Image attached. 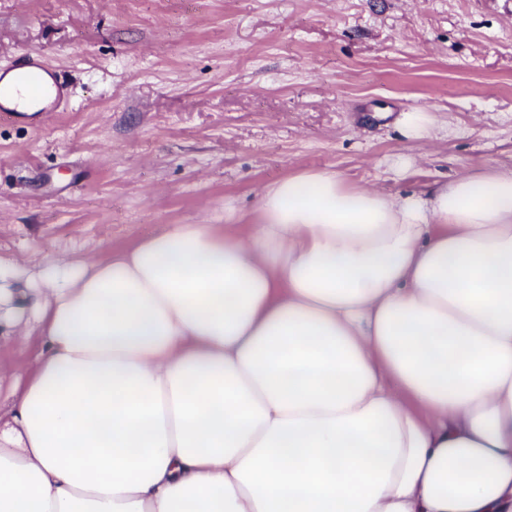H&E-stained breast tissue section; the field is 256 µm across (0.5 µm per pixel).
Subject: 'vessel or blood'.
Returning a JSON list of instances; mask_svg holds the SVG:
<instances>
[{
	"label": "vessel or blood",
	"mask_w": 512,
	"mask_h": 512,
	"mask_svg": "<svg viewBox=\"0 0 512 512\" xmlns=\"http://www.w3.org/2000/svg\"><path fill=\"white\" fill-rule=\"evenodd\" d=\"M66 84L60 77L34 61H26L14 69L12 83L0 82V113L9 114L10 98L38 102L44 110L51 111L64 99Z\"/></svg>",
	"instance_id": "vessel-or-blood-1"
}]
</instances>
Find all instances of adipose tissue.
<instances>
[{
    "mask_svg": "<svg viewBox=\"0 0 512 512\" xmlns=\"http://www.w3.org/2000/svg\"><path fill=\"white\" fill-rule=\"evenodd\" d=\"M257 215L0 285V512H512V169ZM19 333V327L1 321L0 325V367L2 371L25 374L30 367L38 347V332H32L26 348H20L13 340Z\"/></svg>",
    "mask_w": 512,
    "mask_h": 512,
    "instance_id": "obj_1",
    "label": "adipose tissue"
}]
</instances>
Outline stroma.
I'll list each match as a JSON object with an SVG mask.
<instances>
[{
    "mask_svg": "<svg viewBox=\"0 0 512 512\" xmlns=\"http://www.w3.org/2000/svg\"><path fill=\"white\" fill-rule=\"evenodd\" d=\"M28 52L71 95L0 119L15 288L170 224L247 223L301 170L408 194L512 169V0H0V73ZM18 332L0 325L9 374L40 345Z\"/></svg>",
    "mask_w": 512,
    "mask_h": 512,
    "instance_id": "35a3bbf8",
    "label": "stroma"
}]
</instances>
